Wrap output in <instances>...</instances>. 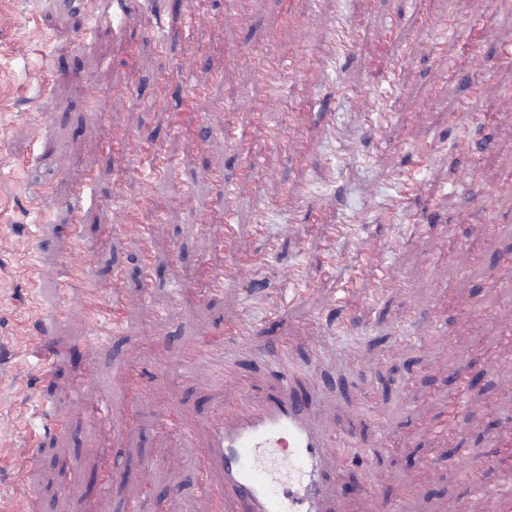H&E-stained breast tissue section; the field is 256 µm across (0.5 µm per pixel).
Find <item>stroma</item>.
<instances>
[{
    "label": "stroma",
    "instance_id": "35a3bbf8",
    "mask_svg": "<svg viewBox=\"0 0 512 512\" xmlns=\"http://www.w3.org/2000/svg\"><path fill=\"white\" fill-rule=\"evenodd\" d=\"M112 4L0 0V499L21 484L41 512H203L195 460L219 413L261 407L293 368L327 425L355 432L341 512H512V467L485 461L512 438V0H151L164 43ZM339 15L364 35L328 64L323 21ZM283 49L296 68L258 78ZM475 52L479 71L461 64ZM228 90L257 106L230 126ZM288 98L296 150L272 137ZM118 131L157 168L111 155ZM142 202L158 215L145 242L126 227ZM75 254L118 333L88 310L55 316ZM238 322L251 334L227 343ZM284 339L288 359L260 358ZM201 342L259 388L191 374L177 351ZM80 401L108 404L105 423ZM165 406L191 414L190 435L161 438ZM103 449L112 478L96 483Z\"/></svg>",
    "mask_w": 512,
    "mask_h": 512
}]
</instances>
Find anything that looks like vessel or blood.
I'll use <instances>...</instances> for the list:
<instances>
[{
    "label": "vessel or blood",
    "instance_id": "obj_1",
    "mask_svg": "<svg viewBox=\"0 0 512 512\" xmlns=\"http://www.w3.org/2000/svg\"><path fill=\"white\" fill-rule=\"evenodd\" d=\"M328 57L351 50L353 24L326 23ZM210 345L186 347L181 359L192 368H208ZM347 432L332 431L318 420L310 402L299 400L291 379H282L257 410L233 406L212 429L209 448L197 468L209 512L225 506L241 512H340L326 486L324 463Z\"/></svg>",
    "mask_w": 512,
    "mask_h": 512
}]
</instances>
